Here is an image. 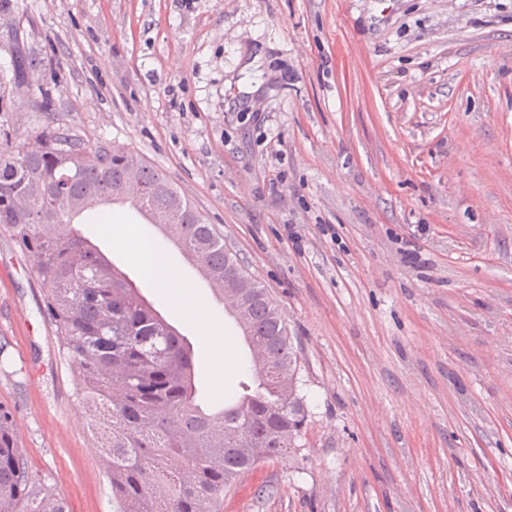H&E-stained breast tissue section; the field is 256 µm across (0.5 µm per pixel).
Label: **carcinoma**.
Masks as SVG:
<instances>
[{
	"mask_svg": "<svg viewBox=\"0 0 512 512\" xmlns=\"http://www.w3.org/2000/svg\"><path fill=\"white\" fill-rule=\"evenodd\" d=\"M10 83L40 61L14 37ZM26 141L0 143V230L19 243L33 263L44 305L79 379L87 429L112 486L116 512H220L224 492L261 460H276L293 447L306 423L299 386V352L288 323L268 290L246 270L224 233L162 170L132 151L107 142L86 144L63 128ZM142 187L130 205L142 212L175 208L164 236L203 273L208 286L236 317L249 349L266 353L252 363L253 388L224 397L215 410L196 403L193 351L187 339L140 297L126 274L73 224L81 210L73 199L93 192L117 202L115 189L130 172ZM34 183L56 193L17 212L10 198ZM49 213L54 224L34 216ZM0 512H67L55 490L29 465L10 408L0 405Z\"/></svg>",
	"mask_w": 512,
	"mask_h": 512,
	"instance_id": "1",
	"label": "carcinoma"
}]
</instances>
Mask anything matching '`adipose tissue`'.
Returning a JSON list of instances; mask_svg holds the SVG:
<instances>
[{"label":"adipose tissue","mask_w":512,"mask_h":512,"mask_svg":"<svg viewBox=\"0 0 512 512\" xmlns=\"http://www.w3.org/2000/svg\"><path fill=\"white\" fill-rule=\"evenodd\" d=\"M107 230L113 245L132 254L148 277L163 288L173 306L196 322L204 341L221 349L230 345L231 338L224 326L216 324L208 315L203 295L184 286L182 278L159 245H146L144 238L130 224L113 223L108 225Z\"/></svg>","instance_id":"1"}]
</instances>
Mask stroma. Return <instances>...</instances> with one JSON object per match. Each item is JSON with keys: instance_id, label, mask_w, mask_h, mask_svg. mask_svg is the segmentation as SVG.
Returning <instances> with one entry per match:
<instances>
[{"instance_id": "obj_1", "label": "stroma", "mask_w": 512, "mask_h": 512, "mask_svg": "<svg viewBox=\"0 0 512 512\" xmlns=\"http://www.w3.org/2000/svg\"><path fill=\"white\" fill-rule=\"evenodd\" d=\"M65 127L163 170L288 321L307 420L220 512H512V0H16ZM84 234L193 346L198 400L244 379L100 227ZM31 261L0 232V404L70 512H116Z\"/></svg>"}]
</instances>
